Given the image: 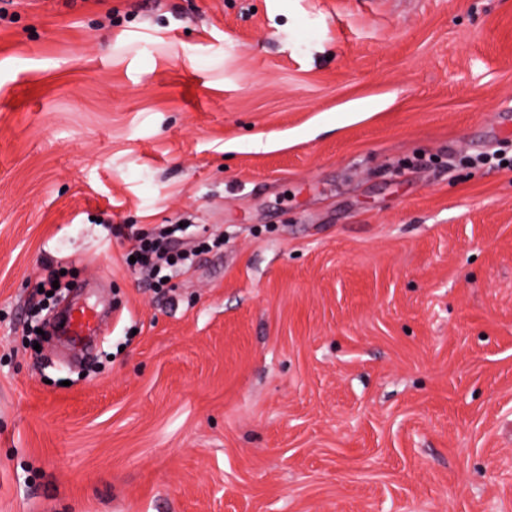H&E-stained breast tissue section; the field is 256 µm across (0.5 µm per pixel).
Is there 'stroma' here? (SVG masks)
I'll use <instances>...</instances> for the list:
<instances>
[{
	"instance_id": "obj_1",
	"label": "stroma",
	"mask_w": 512,
	"mask_h": 512,
	"mask_svg": "<svg viewBox=\"0 0 512 512\" xmlns=\"http://www.w3.org/2000/svg\"><path fill=\"white\" fill-rule=\"evenodd\" d=\"M510 103L512 0L10 5L0 512H512ZM161 226L158 232L132 233L135 243L125 257L128 267L146 273L154 288L166 285L169 281L162 283V279L170 280L173 277L171 272L191 268L201 250L209 246L204 243L194 245L191 241H186L189 225ZM130 256L136 258L135 263H130Z\"/></svg>"
}]
</instances>
